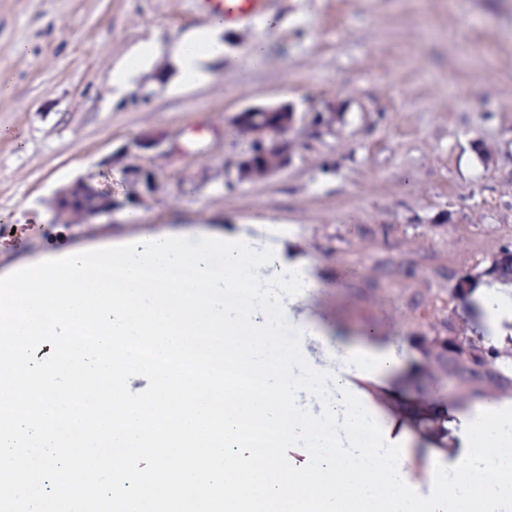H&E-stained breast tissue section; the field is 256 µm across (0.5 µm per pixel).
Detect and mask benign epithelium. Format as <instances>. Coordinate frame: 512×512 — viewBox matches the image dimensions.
Wrapping results in <instances>:
<instances>
[{"instance_id": "1", "label": "benign epithelium", "mask_w": 512, "mask_h": 512, "mask_svg": "<svg viewBox=\"0 0 512 512\" xmlns=\"http://www.w3.org/2000/svg\"><path fill=\"white\" fill-rule=\"evenodd\" d=\"M260 112L274 113L278 119L273 124L264 122L258 117ZM295 123L296 112L286 104L250 107L238 112L234 117V125L240 137L248 143V151L235 165L237 180L242 182L250 179L253 166L271 151L279 154L280 163L268 170L267 175H273L287 167L291 162V153L285 136L294 128ZM310 124L320 131H333L336 125V109L329 107L324 112L313 113ZM160 145L159 138L145 135L134 140L133 149L126 150V154L137 159L139 154L156 149ZM127 175L130 202L139 203L153 192L155 177L150 168L131 163L127 166ZM90 193L96 197V206L93 208L86 204V196ZM117 206V201L112 198V191L97 187L90 177L82 178L63 188L56 197L58 212L80 218L110 213Z\"/></svg>"}]
</instances>
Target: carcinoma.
Here are the masks:
<instances>
[{
	"label": "carcinoma",
	"mask_w": 512,
	"mask_h": 512,
	"mask_svg": "<svg viewBox=\"0 0 512 512\" xmlns=\"http://www.w3.org/2000/svg\"><path fill=\"white\" fill-rule=\"evenodd\" d=\"M416 348L421 354L422 371L448 372L459 386L456 402L465 405L471 401L496 394L512 393V368L498 363L511 358L512 349L498 350L484 346L469 334L455 311L448 310V320L440 331L415 336ZM399 413L420 429L421 435L437 448H448L447 416L432 410L429 413L400 407Z\"/></svg>",
	"instance_id": "obj_1"
}]
</instances>
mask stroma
<instances>
[{"label": "stroma", "mask_w": 512, "mask_h": 512, "mask_svg": "<svg viewBox=\"0 0 512 512\" xmlns=\"http://www.w3.org/2000/svg\"><path fill=\"white\" fill-rule=\"evenodd\" d=\"M263 18L226 30L223 63L194 86L169 47L206 24V0H0V222L18 243L0 249L5 273L40 257L161 232L219 231L230 222L279 224L286 258L320 280L289 303L288 322L319 323L377 339L405 358L390 384L404 399L453 405L447 383L417 372L412 338L448 312L473 330L485 315L451 296L512 247V0H269ZM158 54L113 99L112 72L134 49ZM267 54L253 62L250 47ZM25 44L26 54L15 52ZM291 105L292 161L283 171L231 180L246 145L233 117ZM334 132L305 116L326 107ZM143 135L159 188L130 223L127 161ZM111 188L112 215L58 216L67 185Z\"/></svg>", "instance_id": "35a3bbf8"}]
</instances>
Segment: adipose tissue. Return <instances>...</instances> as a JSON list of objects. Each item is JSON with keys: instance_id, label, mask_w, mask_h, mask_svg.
Returning a JSON list of instances; mask_svg holds the SVG:
<instances>
[{"instance_id": "ef3b65f1", "label": "adipose tissue", "mask_w": 512, "mask_h": 512, "mask_svg": "<svg viewBox=\"0 0 512 512\" xmlns=\"http://www.w3.org/2000/svg\"><path fill=\"white\" fill-rule=\"evenodd\" d=\"M225 27L222 18L212 16L204 26L188 31L174 43V65L184 82L208 80L212 63L224 56ZM474 293L488 309V324L482 331L485 345L503 347L512 337V279L484 277L476 284ZM402 364V356L394 348L368 343L353 349L340 341L333 348L329 367L345 381L358 378L381 383Z\"/></svg>"}]
</instances>
